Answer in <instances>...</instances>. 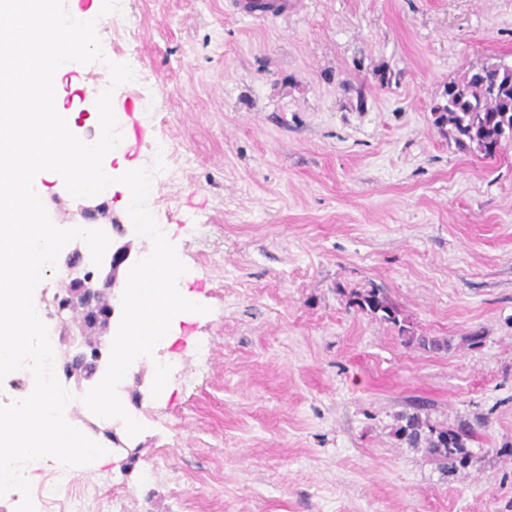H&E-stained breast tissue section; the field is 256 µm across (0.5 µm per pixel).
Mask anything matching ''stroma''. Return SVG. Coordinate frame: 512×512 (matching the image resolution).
Segmentation results:
<instances>
[{"mask_svg": "<svg viewBox=\"0 0 512 512\" xmlns=\"http://www.w3.org/2000/svg\"><path fill=\"white\" fill-rule=\"evenodd\" d=\"M88 89L137 53L151 100L117 87L125 162L171 172L150 198L191 271L192 302L158 389L140 358L118 386L144 426L108 466L51 462L49 512H512V144L459 149L435 123L450 81L512 65V0H288L264 20L230 0H117ZM51 221L130 191L74 198L47 183ZM382 288L403 326L355 293ZM447 341L441 350L417 337ZM212 351L197 352L200 339ZM467 425L454 473L394 436L400 413Z\"/></svg>", "mask_w": 512, "mask_h": 512, "instance_id": "35a3bbf8", "label": "stroma"}]
</instances>
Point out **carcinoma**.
<instances>
[{
  "label": "carcinoma",
  "mask_w": 512,
  "mask_h": 512,
  "mask_svg": "<svg viewBox=\"0 0 512 512\" xmlns=\"http://www.w3.org/2000/svg\"><path fill=\"white\" fill-rule=\"evenodd\" d=\"M436 122L449 126L448 135L458 148L495 155L502 143L512 142V66L500 63L467 70L449 82L447 103ZM354 304L375 317L400 324L399 310L379 288L357 295ZM398 421L394 435L400 444L429 448L447 473L468 465L470 428L436 426L417 411L400 414Z\"/></svg>",
  "instance_id": "cac0c4a2"
}]
</instances>
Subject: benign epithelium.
<instances>
[{"label": "benign epithelium", "instance_id": "1", "mask_svg": "<svg viewBox=\"0 0 512 512\" xmlns=\"http://www.w3.org/2000/svg\"><path fill=\"white\" fill-rule=\"evenodd\" d=\"M100 229L116 232L118 239L112 242V254L104 257L101 266L87 271L82 264L83 250L76 245L61 263L64 269L63 289L49 299H43L46 307L53 308L59 324L58 342L73 344L81 341L86 350L102 352L103 333L114 324V308L89 318L78 315L80 308L91 307L93 300L109 292L116 285L119 275L137 262L133 240L129 238V229L122 224H102ZM66 377L77 385L90 380L93 374L74 365L73 357L64 362Z\"/></svg>", "mask_w": 512, "mask_h": 512}]
</instances>
